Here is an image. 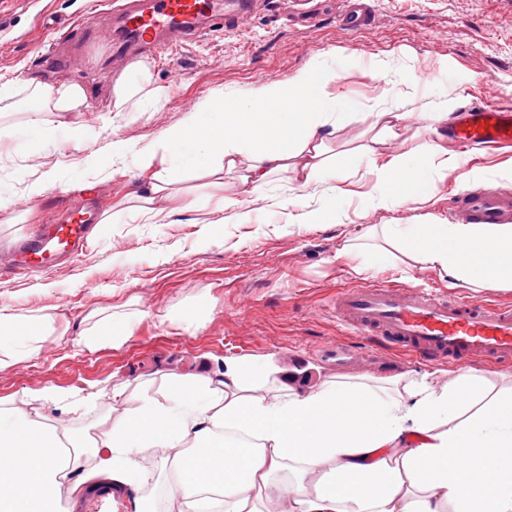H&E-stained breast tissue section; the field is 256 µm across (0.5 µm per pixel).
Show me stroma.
Wrapping results in <instances>:
<instances>
[{
    "label": "stroma",
    "instance_id": "35a3bbf8",
    "mask_svg": "<svg viewBox=\"0 0 512 512\" xmlns=\"http://www.w3.org/2000/svg\"><path fill=\"white\" fill-rule=\"evenodd\" d=\"M374 6V24L353 33L338 25L336 0H322L321 21L314 26L287 18L274 0H262L237 29L211 32L150 62L155 84L170 92L169 103L150 112L113 111L112 85L121 71L102 50L50 79L79 84L86 100L72 112H42L43 123L55 129L54 140L0 155V200L24 215L20 223H0V242L51 223L53 190L31 200L27 185L48 175L55 188L89 183L81 164L89 154L103 163L99 180L110 193L100 212L109 218L127 194L145 188L165 167L158 157L151 169L140 170V151L156 148L188 107L215 91L237 95L257 81L285 80L318 63L335 68L327 91L340 95L346 107L324 130L335 170L305 189L289 174L277 175L266 199L254 202L253 223H234L232 210L217 209L204 172L195 169L166 201L165 220L142 216L131 224L109 223L106 235L71 263L24 280L0 278V306L22 313L48 309L55 327L34 354L0 369V407H38L57 426L97 433L104 419L124 409L113 403V388L131 397L146 388L157 392L168 372L203 366L217 371L232 359H274L307 392L339 379L404 375L441 385L457 375L458 365L433 367L395 352L387 370L336 367L325 349L352 336L330 300L338 288L383 278L447 289V278L432 268H395L385 261L359 273L356 259L338 252L345 239L363 237L373 224L447 223L448 198L466 189V182L451 175L425 200L375 210L369 205L377 187L366 173L367 153L433 165L422 146L434 135L424 130L420 113L442 103L453 111L512 103V0H375ZM98 10L97 0H0V84L14 87L0 109V130L24 128L36 103L30 83L45 79L39 57L58 36L55 20L86 21ZM374 65L395 74L397 84L371 74ZM426 70L438 72V82L426 88L410 82V74ZM375 101L397 103L407 113L400 138L385 139L371 128L365 106ZM116 139L134 148L117 174L109 164ZM345 180L354 194L343 205L342 221L289 224L300 203H316L321 191ZM188 190L196 202L191 209L185 206ZM204 299L209 309L194 327H185L180 314ZM101 313L135 320L125 344L83 345ZM45 388L61 394L62 403L36 405L35 395Z\"/></svg>",
    "mask_w": 512,
    "mask_h": 512
}]
</instances>
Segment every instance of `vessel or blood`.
Here are the masks:
<instances>
[{
    "label": "vessel or blood",
    "mask_w": 512,
    "mask_h": 512,
    "mask_svg": "<svg viewBox=\"0 0 512 512\" xmlns=\"http://www.w3.org/2000/svg\"><path fill=\"white\" fill-rule=\"evenodd\" d=\"M339 24L360 31L372 20L371 0H341ZM255 0H114L107 10L112 27L93 23L58 24L59 43L79 41L84 53L99 49L126 60H153L160 54L199 42L214 30H233L248 18ZM451 143L466 149H512V105L465 106L448 125ZM449 220L467 224H512V190L472 188L455 195ZM98 222L95 213L74 209L41 234L22 239L15 248V272L52 267L59 257L87 244ZM333 309L337 319L360 338L359 347L337 345L336 358L357 356L360 348L403 352L435 364L481 359L512 364V307L474 303L461 296L378 282L341 288Z\"/></svg>",
    "instance_id": "obj_1"
}]
</instances>
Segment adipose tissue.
I'll use <instances>...</instances> for the list:
<instances>
[{"mask_svg":"<svg viewBox=\"0 0 512 512\" xmlns=\"http://www.w3.org/2000/svg\"><path fill=\"white\" fill-rule=\"evenodd\" d=\"M335 78L313 64L243 97L202 99L163 133L169 166L131 195L134 213L163 216L160 200L191 164L218 182L240 171L249 196H265L287 169L301 187L318 183L323 130L339 110L324 88ZM112 96L114 111L144 112L164 106L169 91L137 63ZM428 150L437 167L370 159L375 207L430 195L452 173L469 179L457 157ZM366 238L368 250L406 266L472 288H512V224H375ZM53 324L0 307V355L34 353ZM156 451L170 467L167 512H512V393L489 395L484 376L466 370L439 387L336 381L305 392L285 369L249 360L167 374L161 396L142 393L97 437L36 409L1 408L0 512H57L64 494L76 506L103 478L113 495L132 496L135 512H156L141 464Z\"/></svg>","mask_w":512,"mask_h":512,"instance_id":"ef3b65f1","label":"adipose tissue"}]
</instances>
